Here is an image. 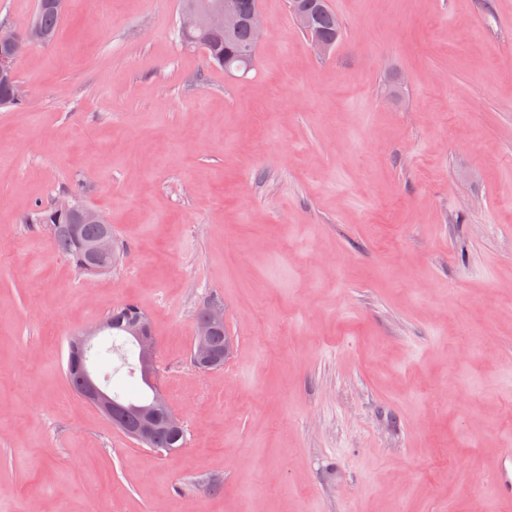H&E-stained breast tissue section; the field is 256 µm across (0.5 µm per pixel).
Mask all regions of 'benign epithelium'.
<instances>
[{
    "instance_id": "benign-epithelium-1",
    "label": "benign epithelium",
    "mask_w": 512,
    "mask_h": 512,
    "mask_svg": "<svg viewBox=\"0 0 512 512\" xmlns=\"http://www.w3.org/2000/svg\"><path fill=\"white\" fill-rule=\"evenodd\" d=\"M249 26L254 45H259L267 35V27L260 9H252L243 15L238 0H187L183 5L178 21L181 32L209 28L229 31L239 25ZM42 41L37 28H32L25 37L9 34L0 35V76L11 77L16 71V63L27 49ZM54 209L58 214H66L82 224H97L101 232L98 237L84 244L86 258L98 265V272L106 273L112 269L116 257V248L112 237V224L101 210L82 203L73 196H64L56 200ZM112 322L103 319L90 330L80 335L81 353H86L93 337L105 331H111ZM224 332V308L217 304L206 306L197 316V337L192 350L195 368L206 372L224 365L233 352V341L224 337V348L213 346L211 338ZM122 336L127 338L138 351L140 372L151 380L157 372V347L150 329L149 318L139 315L122 327ZM79 392L90 404L100 410L112 425L121 429L130 438L149 444L155 439V415L161 411L166 425L175 432H182V418L172 409L165 395L154 392L151 404L138 407L112 395L88 365V359L82 358Z\"/></svg>"
}]
</instances>
